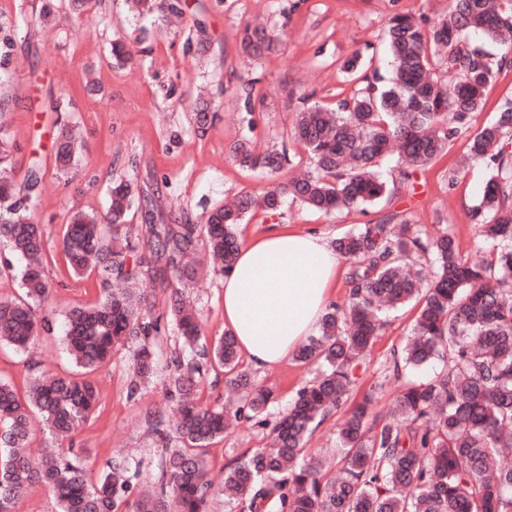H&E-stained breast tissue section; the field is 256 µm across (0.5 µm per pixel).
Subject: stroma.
Here are the masks:
<instances>
[{"instance_id": "stroma-1", "label": "stroma", "mask_w": 512, "mask_h": 512, "mask_svg": "<svg viewBox=\"0 0 512 512\" xmlns=\"http://www.w3.org/2000/svg\"><path fill=\"white\" fill-rule=\"evenodd\" d=\"M42 4L0 0V17L18 27L10 67L0 77V128L8 132L10 152L6 168L20 184L29 166H41L33 217L44 224L53 256L47 268L53 284V332L42 334L25 351L0 345V379L18 386L43 370L74 372L62 342L64 316L73 306L103 296L96 276L74 278L66 269L61 229L70 212L105 215L108 189L116 179L153 194L162 224H200L207 211L226 198L263 193L270 176L239 168L230 157L231 146L247 136L257 149L284 143L298 159H306L303 149L286 141L298 106L289 91L312 93L322 104L334 102L337 92L348 86L342 61L368 44L381 74H388L387 17L410 11L431 23L447 16L452 0H181L183 13L178 17L162 9L139 16L128 0H89L78 16L59 0L46 18ZM248 23L265 25L277 36L276 49L253 59L244 56L240 32ZM116 40L130 47V62L113 64L111 45ZM254 77L260 80L259 92L248 113L243 108L244 85ZM511 100L512 66H506L486 89L484 109L473 115L446 152L392 198L364 210L343 208L328 215L290 201L278 214L260 213L237 225L239 240L279 226L316 232L332 241L358 225L403 212L427 233L448 230L468 261L487 259L478 245L472 212L489 170L463 158L469 138ZM200 101L217 114L204 133L191 121L192 108ZM64 123L78 137L79 154L62 175L55 168L53 143ZM452 171L457 174L453 186L447 183ZM223 281L222 273L203 267L184 292L200 312L210 340L224 332ZM417 312L412 302L391 313L371 354L356 370L354 396H363L377 384L382 387L373 408L378 415L392 413L398 381L386 370L394 349L410 335ZM130 355V348H123L111 365L96 372L99 407L73 438L60 441L37 432L31 452L72 449L95 479L114 457L123 456L139 462L142 484L153 482L159 462L151 432L154 414L163 412L171 423L175 412L160 376L148 383L141 400H127ZM315 373L314 366L292 359L271 370L254 371L255 380L274 393L268 417L284 410ZM266 443V431L240 421L232 433L211 443L208 463L214 474H222L229 461Z\"/></svg>"}]
</instances>
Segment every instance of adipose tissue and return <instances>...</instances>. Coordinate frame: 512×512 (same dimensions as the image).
Instances as JSON below:
<instances>
[{
  "instance_id": "adipose-tissue-1",
  "label": "adipose tissue",
  "mask_w": 512,
  "mask_h": 512,
  "mask_svg": "<svg viewBox=\"0 0 512 512\" xmlns=\"http://www.w3.org/2000/svg\"><path fill=\"white\" fill-rule=\"evenodd\" d=\"M340 260L325 237L274 229L240 244L224 275V327L255 369L287 360L324 314Z\"/></svg>"
}]
</instances>
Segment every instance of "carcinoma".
<instances>
[{"instance_id": "carcinoma-1", "label": "carcinoma", "mask_w": 512, "mask_h": 512, "mask_svg": "<svg viewBox=\"0 0 512 512\" xmlns=\"http://www.w3.org/2000/svg\"><path fill=\"white\" fill-rule=\"evenodd\" d=\"M471 31L494 41L511 34L512 0H453L448 16L429 26L412 12L389 16L390 77L372 69L374 57L356 52L343 62L358 85L353 94L328 105L300 97L290 137L313 166L303 175L276 180L293 162L287 151L237 141L236 164L274 178L262 209L275 214L292 199L329 214L394 196L448 149L482 109L497 71L512 61L506 53L492 60L466 39ZM15 34L13 25L0 22V71L8 68ZM240 45L257 57L274 49L276 39L247 25ZM395 148L405 168L389 185L379 167ZM54 153L58 172H68L78 144L66 126L58 130ZM466 159L489 166L475 218L480 239L492 247L490 260L467 261L446 231L422 238L407 215L391 214L337 238L333 247L348 264L349 297L328 306L317 334L296 352V361L319 369L272 423L263 419L272 392L242 366L234 336L226 331L211 346L203 342L201 321L183 296L198 272L192 259L199 253L222 272L232 267L235 229L255 210L254 198L242 194L214 208L203 224H158L137 204L140 194L131 183L117 180L105 216L73 212L61 238L67 271L96 275L105 295L66 316L64 344L76 372L31 377L22 394L0 380V512H16L38 486L54 492L55 512H120L123 506L125 512H209L218 493L237 500L241 512H512V101L469 139ZM41 181L37 165L20 188L0 179V243L23 262L19 291L0 297V343L16 348L52 326L40 310L52 292L48 242L31 219ZM137 209L144 210L143 224L134 228L128 221ZM422 253L434 256L429 278L413 264ZM143 279L165 292L166 314L177 325L178 348L166 362L176 422L171 430L155 424L161 445L155 490L130 503L127 492L140 465L114 459L94 483L77 457L43 448L35 458L25 449L39 426L65 436L93 416L99 389L91 373L126 346L132 349L127 398L141 397L163 342V316L135 288ZM412 300L419 310L411 338L394 353L393 375L436 363L441 370L405 383L393 416L379 419L371 414L375 390L354 401V369L376 342L382 312ZM210 361L224 367L226 386L241 395L232 416L198 402L197 379ZM341 409L339 468L330 476L303 451L308 437ZM232 417L270 426L272 443L224 465L216 479L207 447L224 436Z\"/></svg>"}]
</instances>
